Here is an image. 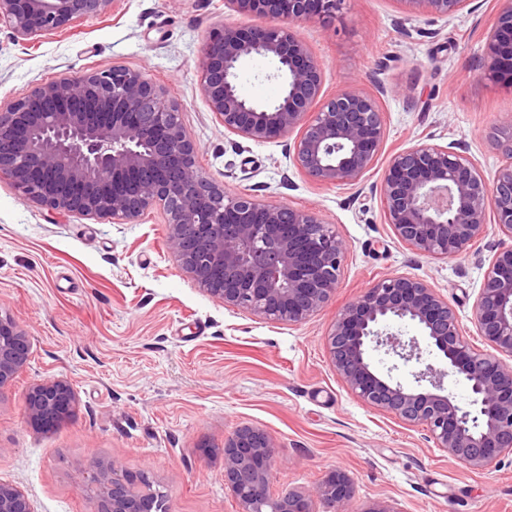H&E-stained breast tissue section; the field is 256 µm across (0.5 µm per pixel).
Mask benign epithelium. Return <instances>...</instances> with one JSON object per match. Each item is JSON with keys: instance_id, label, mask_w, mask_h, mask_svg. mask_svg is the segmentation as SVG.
Instances as JSON below:
<instances>
[{"instance_id": "obj_1", "label": "benign epithelium", "mask_w": 512, "mask_h": 512, "mask_svg": "<svg viewBox=\"0 0 512 512\" xmlns=\"http://www.w3.org/2000/svg\"><path fill=\"white\" fill-rule=\"evenodd\" d=\"M341 0H225L261 25L221 24L206 36L198 80L224 131L268 142L297 133L294 165L325 186L358 184L386 138L376 97L356 89L322 95L319 62L294 29L332 17ZM410 14L448 17L472 0H398ZM112 0H0V24L26 41L102 13ZM270 56L285 76L279 100L257 105L234 82L242 61ZM512 67V0H501L497 24L485 33L482 77L502 81ZM168 89L135 70L112 67L74 72L0 104V180L29 202L65 214L133 224L163 207L167 248L212 297L268 322L301 324L336 293L347 252L336 229L309 208L230 193L197 169V148ZM492 140L505 155L489 179L451 146L418 143L388 160L380 181L384 222L416 253L440 260L464 255L488 224L512 238V114ZM408 321L446 359L414 373L415 387L374 370L370 348L405 363L421 362L417 337L381 329ZM471 322L492 348H474L448 300L423 280H379L336 314L327 335L337 375L365 405L427 427L436 445L474 470L512 450V247L492 258L473 305ZM28 334L0 319V388L23 366ZM452 375L470 389L469 406L443 394ZM429 386H423V383ZM75 401L62 380L36 385L28 396L34 418L61 417ZM274 445L243 427L224 440V484L240 512H312L302 493L269 500ZM96 488L98 512H152L156 493L137 489L113 469L92 467L83 477ZM354 479L327 473L319 496L349 512ZM0 512H32L20 488L0 482Z\"/></svg>"}]
</instances>
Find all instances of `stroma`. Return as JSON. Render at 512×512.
<instances>
[{"mask_svg": "<svg viewBox=\"0 0 512 512\" xmlns=\"http://www.w3.org/2000/svg\"><path fill=\"white\" fill-rule=\"evenodd\" d=\"M497 0H473L448 18L409 17L398 0H344L335 18L297 31L323 71V92L376 94L387 127L382 153L359 190L319 186L289 155L292 138L254 142L225 132L198 85L201 45L220 24H250L224 0H114L101 14L27 41L0 25V102L70 71L137 70L168 88L198 148L197 166L234 193L313 209L347 245L331 302L302 324L264 321L204 292L166 245L167 218L146 212L114 224L56 213L0 181V316L30 349L0 388V481L34 512H95L80 479L93 465L147 478L164 512H239L224 485L221 450L235 429L273 441L272 498L300 492L333 512L318 485L332 470L355 480L353 512H512V453L474 470L437 447L427 428L365 406L336 374L325 336L336 314L382 278L409 275L446 298L464 336L494 254L512 245L496 226L466 255L416 254L384 222L379 184L388 159L417 143L457 144L486 177L502 162L490 132L512 113V89L482 79L484 34ZM246 99L274 102V60L237 70ZM68 381L76 402L59 425L30 424L37 384Z\"/></svg>", "mask_w": 512, "mask_h": 512, "instance_id": "35a3bbf8", "label": "stroma"}]
</instances>
